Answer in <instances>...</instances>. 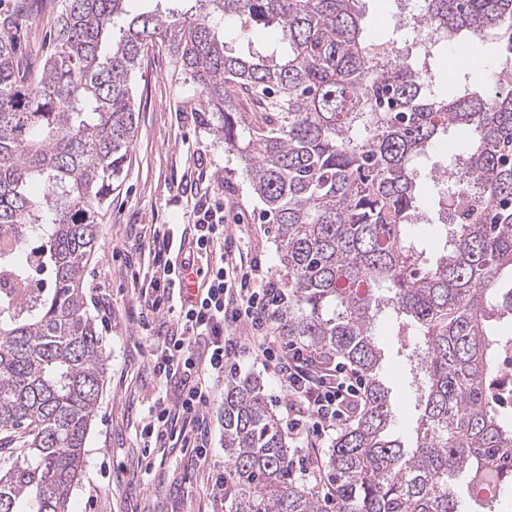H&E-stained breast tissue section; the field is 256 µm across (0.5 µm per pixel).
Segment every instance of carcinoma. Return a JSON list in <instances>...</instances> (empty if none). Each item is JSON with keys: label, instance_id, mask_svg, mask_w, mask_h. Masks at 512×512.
<instances>
[{"label": "carcinoma", "instance_id": "1", "mask_svg": "<svg viewBox=\"0 0 512 512\" xmlns=\"http://www.w3.org/2000/svg\"><path fill=\"white\" fill-rule=\"evenodd\" d=\"M127 2L62 0L36 67L0 32V434L22 448L0 470V512H69L104 375L83 281L137 130L131 74L157 37L275 224L276 333L365 380L361 411L328 450L326 499L288 470L260 382H230L229 512H460V475L480 512H497L512 468L488 477L496 455H512V419L485 387L500 327L512 326V0H420L437 40L411 61L363 35L359 0H194L176 18L131 16ZM225 22L243 38L270 27L274 42L235 52L218 35ZM488 31L501 43L489 83L441 89L448 44ZM242 98L259 119L247 121ZM456 133L459 153L432 161ZM428 207L435 255L412 231ZM31 240L50 284L28 298ZM381 318L418 336L411 447L379 376Z\"/></svg>", "mask_w": 512, "mask_h": 512}]
</instances>
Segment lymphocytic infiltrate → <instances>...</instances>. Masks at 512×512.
I'll return each instance as SVG.
<instances>
[{
	"label": "lymphocytic infiltrate",
	"instance_id": "obj_1",
	"mask_svg": "<svg viewBox=\"0 0 512 512\" xmlns=\"http://www.w3.org/2000/svg\"><path fill=\"white\" fill-rule=\"evenodd\" d=\"M224 205L201 202L189 242L191 256L174 248V231L153 228L147 242L152 273L140 294V324L149 337L154 377L174 386V401L158 400L142 425L145 447L179 441L199 463L212 456L207 411L212 384L237 366L232 333L247 326L256 360L286 393L287 428L313 448L357 409L363 380L344 363L325 361L306 347L280 342L273 330V284L261 262L243 257V246L224 235ZM212 259L205 272L192 260Z\"/></svg>",
	"mask_w": 512,
	"mask_h": 512
}]
</instances>
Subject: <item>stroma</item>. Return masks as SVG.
<instances>
[{"mask_svg":"<svg viewBox=\"0 0 512 512\" xmlns=\"http://www.w3.org/2000/svg\"><path fill=\"white\" fill-rule=\"evenodd\" d=\"M61 0H0L19 52L41 60ZM398 0H363L367 37L391 34ZM138 127L128 164L99 226L100 247L85 275V309L103 338L105 380L74 486L70 512H214L207 480L210 465L191 460L179 446L146 449L142 422L165 390L152 374L135 299L149 265L135 252L145 233L170 224L182 235L194 222V205L214 198L227 205L231 240H243L248 256L277 278L275 226L252 193L236 155L217 139L194 108L195 84L179 70L166 46L154 43L132 77ZM238 376H258L275 409L284 394L270 371L252 355L245 331H236ZM379 375L391 390L395 429L408 430L420 412L411 393L402 337L388 322L378 326Z\"/></svg>","mask_w":512,"mask_h":512,"instance_id":"35a3bbf8","label":"stroma"}]
</instances>
